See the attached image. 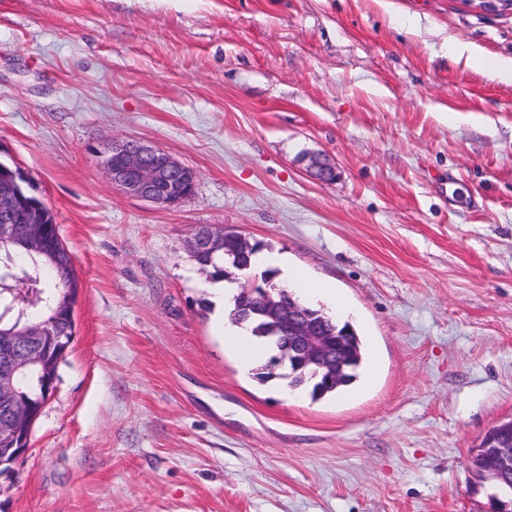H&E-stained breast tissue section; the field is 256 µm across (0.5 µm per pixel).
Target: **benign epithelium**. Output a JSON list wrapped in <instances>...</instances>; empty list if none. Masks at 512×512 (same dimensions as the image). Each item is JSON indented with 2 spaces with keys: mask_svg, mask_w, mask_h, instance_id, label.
<instances>
[{
  "mask_svg": "<svg viewBox=\"0 0 512 512\" xmlns=\"http://www.w3.org/2000/svg\"><path fill=\"white\" fill-rule=\"evenodd\" d=\"M466 5L487 14L512 13V0H467ZM112 185L146 202L167 206L179 205L190 199L195 191L196 172L160 148L144 141L125 138L112 143L101 161ZM38 204L16 178L0 182V241L33 242L43 237L42 224L36 216ZM235 232L210 227L200 231L194 246L206 251L216 241L229 242ZM268 310L288 335L291 346L312 359L323 369L335 368L339 354L330 348L319 328L307 320L305 307L288 300L276 289L263 290ZM53 335L48 323L33 324L18 333L0 336V443L12 442L9 448H0V465L21 462L28 451L29 435H21L22 427L31 424L40 414L26 406H19L13 398L16 375L27 365L47 369L52 346L44 345L42 337ZM512 420L502 422L483 437L474 453L480 455L486 466L505 478L512 479Z\"/></svg>",
  "mask_w": 512,
  "mask_h": 512,
  "instance_id": "7a95c632",
  "label": "benign epithelium"
}]
</instances>
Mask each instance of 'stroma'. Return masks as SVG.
Listing matches in <instances>:
<instances>
[{"label": "stroma", "mask_w": 512, "mask_h": 512, "mask_svg": "<svg viewBox=\"0 0 512 512\" xmlns=\"http://www.w3.org/2000/svg\"><path fill=\"white\" fill-rule=\"evenodd\" d=\"M512 14L463 0H0V160L53 210L73 341L0 512H497L469 468L512 419ZM136 137L192 167L112 186ZM333 168L308 175L312 158ZM326 279L348 395L260 384L219 335L197 227ZM101 164L112 185L149 203L179 205L195 191L197 175L192 168L138 139L113 142Z\"/></svg>", "instance_id": "obj_1"}]
</instances>
